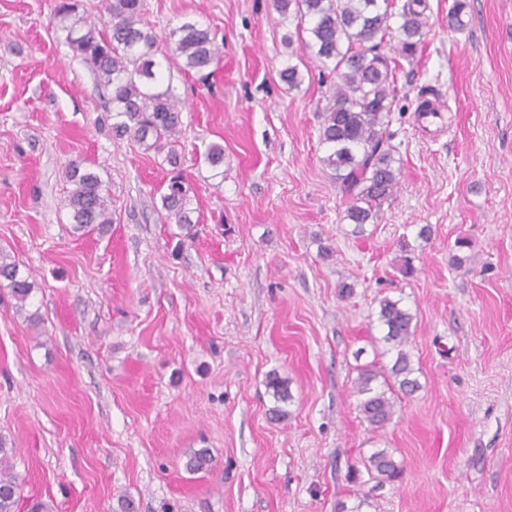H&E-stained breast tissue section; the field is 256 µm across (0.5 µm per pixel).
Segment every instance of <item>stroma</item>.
I'll use <instances>...</instances> for the list:
<instances>
[{"label": "stroma", "mask_w": 512, "mask_h": 512, "mask_svg": "<svg viewBox=\"0 0 512 512\" xmlns=\"http://www.w3.org/2000/svg\"><path fill=\"white\" fill-rule=\"evenodd\" d=\"M456 1L429 0L414 58L397 38L383 47L398 64L399 183L358 230L322 162L329 83L294 13L144 0L158 36L189 22L223 45L207 85L167 45L155 56L183 105L189 239L161 207L164 153L113 137L55 0H0V253L34 283L23 304L0 288V437L24 498L53 512H512V0H460L461 30ZM425 93L447 108L443 133L415 122ZM73 161L109 189L103 232L73 229ZM384 297L416 316L421 387L375 432L352 385L385 348ZM272 370L292 396L283 421ZM379 449L398 479L367 469ZM201 450L210 468L188 472ZM266 389L271 392L276 405L270 410L273 417L277 420H283L288 417V384L276 372H269L266 375Z\"/></svg>", "instance_id": "obj_1"}]
</instances>
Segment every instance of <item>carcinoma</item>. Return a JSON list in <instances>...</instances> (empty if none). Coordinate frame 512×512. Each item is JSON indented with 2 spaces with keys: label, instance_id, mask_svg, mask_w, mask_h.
Listing matches in <instances>:
<instances>
[{
  "label": "carcinoma",
  "instance_id": "obj_1",
  "mask_svg": "<svg viewBox=\"0 0 512 512\" xmlns=\"http://www.w3.org/2000/svg\"><path fill=\"white\" fill-rule=\"evenodd\" d=\"M104 2L106 18L98 26L79 13L77 0H56L58 30L72 56L91 69L97 85L104 89L107 110L112 112V135L127 137L148 150L167 149L165 160L175 175L161 196V206L191 238L190 187L173 145L182 132V105L171 87L160 84L155 61L159 39L143 22V0ZM275 6L283 14L294 10L307 23L304 48L331 77L319 142L325 149L323 164L348 199L344 219L360 228L373 224L399 183L397 159L389 144L397 65L382 48L395 32L402 55H414L425 25L426 0H405L398 11L395 0H275ZM170 39V51L182 59L183 70L199 74L204 81L213 76L210 66L219 59L222 45L210 28L186 23ZM66 175L72 184L68 202L75 230L103 231L112 223L111 197L104 182L76 161L68 165ZM1 286L22 304L33 290L18 265L2 254ZM378 306L384 341L395 352V359L389 367L378 360L358 366L353 384L356 409L374 431L385 429L393 420V391L411 395L420 388L406 351L415 332V315L399 299L384 297ZM265 384L275 402L271 414L278 420L287 418L286 380L269 372ZM7 455L0 439V512H16L22 482ZM368 467L389 480L400 472L398 463L384 450L369 457Z\"/></svg>",
  "mask_w": 512,
  "mask_h": 512
}]
</instances>
